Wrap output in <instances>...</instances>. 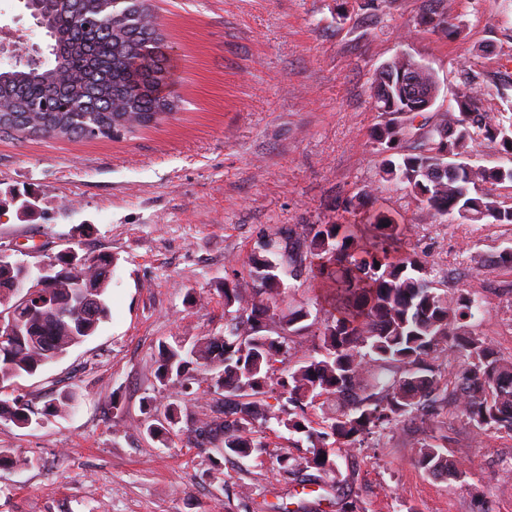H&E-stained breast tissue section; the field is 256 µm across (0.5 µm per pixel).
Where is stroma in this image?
<instances>
[{
    "label": "stroma",
    "instance_id": "stroma-1",
    "mask_svg": "<svg viewBox=\"0 0 512 512\" xmlns=\"http://www.w3.org/2000/svg\"><path fill=\"white\" fill-rule=\"evenodd\" d=\"M456 36L419 24L424 0H152L176 106L160 125L117 139L0 133V250L32 264L48 252L111 255L109 319L65 356L19 379L41 410L74 394L66 414L20 427L0 420V450L28 458L0 467V512H339L342 491L363 512H512V435L480 433L454 408L429 428L410 416L378 444L336 451L338 477L302 489L283 457L306 440L256 420L262 452L212 466L213 445L192 432L213 396H184L157 378L158 345L224 330V282L247 266L272 227L346 219L366 192L407 225L405 250L437 275L460 274L490 314L478 331L512 361V272L478 259L512 247V224L426 218L381 177L370 140L380 117L377 70L405 53L438 82L436 110L453 105L457 64L482 80L512 60V0H447ZM50 38L22 0H0V45L48 57ZM180 407L179 433L160 443L148 425ZM447 436L461 478L429 475L415 443Z\"/></svg>",
    "mask_w": 512,
    "mask_h": 512
}]
</instances>
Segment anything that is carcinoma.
I'll return each instance as SVG.
<instances>
[{"mask_svg":"<svg viewBox=\"0 0 512 512\" xmlns=\"http://www.w3.org/2000/svg\"><path fill=\"white\" fill-rule=\"evenodd\" d=\"M420 23L446 36L447 0H425ZM26 8L53 40L51 58L38 65L10 61L0 68V132L57 138H116L160 123L168 70L163 39L146 0H27ZM438 93L433 73L412 58L396 56L379 70L373 98L381 123L371 135L384 155L382 178L404 186L430 217L457 213L466 220L512 224V207L496 187L512 183V113L483 109L486 87L460 64L456 107L432 112L426 94ZM509 156L511 165L469 163L483 144ZM407 226L387 210H368L362 221L302 224L258 237L246 273L224 282V335L159 345L158 379L171 388L191 380V365L210 369L208 391L220 395L212 416L195 429L200 437L224 433L223 456L248 457L263 448L252 422L270 417L309 443L307 453L282 466L288 480L313 482L311 472L337 470L333 448H359L409 415L451 398L480 431L512 432V361L476 331L485 317L482 296L431 277L428 261L402 248ZM37 297L18 301L19 335L0 343V388L33 376L50 359L93 336L109 317L107 291L112 256L92 255L70 269L63 257ZM380 266H375V263ZM22 275L0 263V289ZM309 277L331 298L321 320L309 307H281L276 297L289 281ZM89 298L75 307L77 294ZM303 351L297 365L279 370L276 357ZM454 351L463 358L453 386L440 390L437 372ZM325 398L323 420L311 426L306 410ZM273 399L276 405L268 400ZM0 419L16 425L38 413L16 397L0 402ZM179 423L178 404L149 434L166 441ZM426 472L457 478L442 445L418 442Z\"/></svg>","mask_w":512,"mask_h":512,"instance_id":"cac0c4a2","label":"carcinoma"}]
</instances>
